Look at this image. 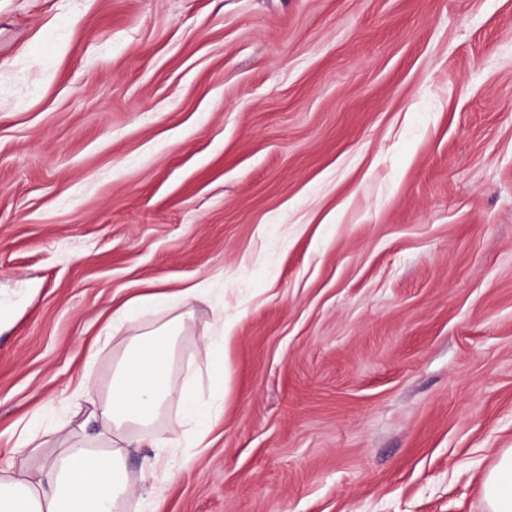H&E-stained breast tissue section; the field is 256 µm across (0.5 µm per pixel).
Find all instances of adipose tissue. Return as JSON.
<instances>
[{"label": "adipose tissue", "mask_w": 512, "mask_h": 512, "mask_svg": "<svg viewBox=\"0 0 512 512\" xmlns=\"http://www.w3.org/2000/svg\"><path fill=\"white\" fill-rule=\"evenodd\" d=\"M184 317L131 338L118 361L104 399L92 386L80 387L82 397L98 404L108 434L122 438L132 426L153 424L171 397H178L185 418L207 436L213 413L194 394H174L172 361ZM490 512H512V448L502 452L482 481ZM137 492L131 483L122 449L61 450L37 468L0 476V512H118Z\"/></svg>", "instance_id": "obj_1"}]
</instances>
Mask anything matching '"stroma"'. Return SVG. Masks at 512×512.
<instances>
[{
  "label": "stroma",
  "instance_id": "obj_1",
  "mask_svg": "<svg viewBox=\"0 0 512 512\" xmlns=\"http://www.w3.org/2000/svg\"><path fill=\"white\" fill-rule=\"evenodd\" d=\"M205 278L172 371L215 410L208 448L186 458L174 399L126 433L164 512H488L512 0H0V467L101 445L79 384L107 394ZM165 300L166 295L164 294H154L128 298L122 303L121 308L118 310L119 317L125 320H131V315L135 311L143 308L161 306L164 304Z\"/></svg>",
  "mask_w": 512,
  "mask_h": 512
}]
</instances>
